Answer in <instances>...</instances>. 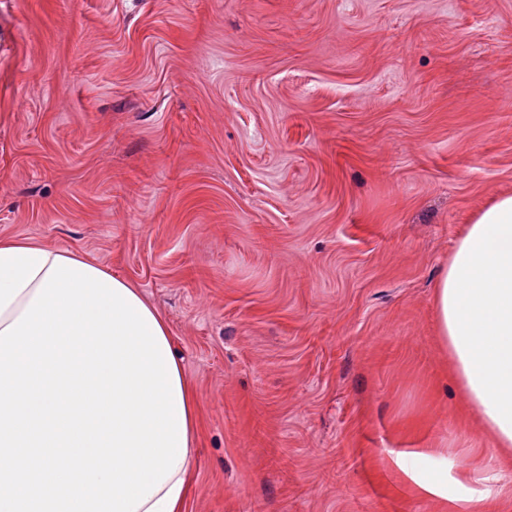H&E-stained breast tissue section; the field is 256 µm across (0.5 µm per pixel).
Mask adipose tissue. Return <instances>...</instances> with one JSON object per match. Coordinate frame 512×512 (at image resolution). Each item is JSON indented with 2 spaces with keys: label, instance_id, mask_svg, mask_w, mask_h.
Listing matches in <instances>:
<instances>
[{
  "label": "adipose tissue",
  "instance_id": "ef3b65f1",
  "mask_svg": "<svg viewBox=\"0 0 512 512\" xmlns=\"http://www.w3.org/2000/svg\"><path fill=\"white\" fill-rule=\"evenodd\" d=\"M55 249L0 240V330L17 320L42 284ZM438 336L460 390L482 434L491 437V458L479 466L460 462L455 476L439 465L441 448H426L399 460L403 471L427 459L437 468L419 488L450 503L479 501L488 512L502 492L503 457L512 456V194L490 199L460 234L434 289ZM191 459L179 463L138 512H182ZM483 485L472 498V484Z\"/></svg>",
  "mask_w": 512,
  "mask_h": 512
}]
</instances>
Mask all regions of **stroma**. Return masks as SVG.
<instances>
[{"instance_id":"stroma-1","label":"stroma","mask_w":512,"mask_h":512,"mask_svg":"<svg viewBox=\"0 0 512 512\" xmlns=\"http://www.w3.org/2000/svg\"><path fill=\"white\" fill-rule=\"evenodd\" d=\"M501 193L512 0H0V238L164 318L184 512H469L395 459L493 450L433 292Z\"/></svg>"}]
</instances>
